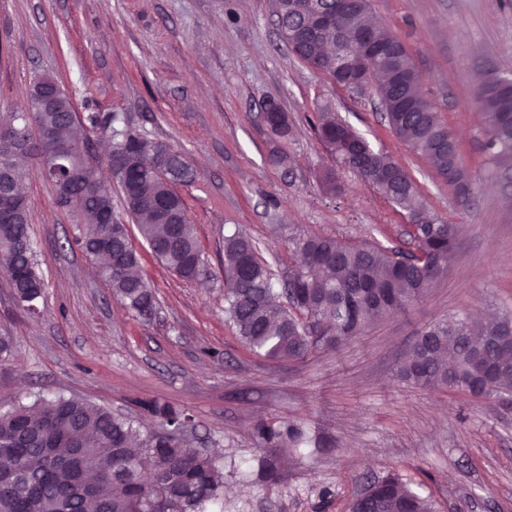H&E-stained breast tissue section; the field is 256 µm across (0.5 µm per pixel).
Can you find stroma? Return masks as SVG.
Here are the masks:
<instances>
[{
  "instance_id": "obj_1",
  "label": "stroma",
  "mask_w": 512,
  "mask_h": 512,
  "mask_svg": "<svg viewBox=\"0 0 512 512\" xmlns=\"http://www.w3.org/2000/svg\"><path fill=\"white\" fill-rule=\"evenodd\" d=\"M374 18L408 46L431 100L455 133L472 177L459 200L431 163L389 130L378 96L337 86L288 49L276 0H0V124L24 112L34 75L54 74L78 119L117 114L148 140L180 149L195 171L179 186L210 270L189 283L132 241L156 291L148 319L113 297L77 243L75 213L27 158L30 235L45 281L34 312L0 273V412L37 397L86 399L140 421L137 403L189 417L183 441L224 461V512H349L371 480L399 475L435 512H512V407L397 370L430 325L467 313L512 312V179L483 152L474 104L480 76L512 77V0H371ZM287 112L288 160L273 164L267 101ZM330 108L399 163L427 208L460 227L447 274L407 310L339 349L274 361L245 349L224 315L219 254L226 234L259 245L275 288L295 261L291 240L329 235L410 249L407 214L340 171L311 122ZM294 423L310 443L265 448L259 422Z\"/></svg>"
}]
</instances>
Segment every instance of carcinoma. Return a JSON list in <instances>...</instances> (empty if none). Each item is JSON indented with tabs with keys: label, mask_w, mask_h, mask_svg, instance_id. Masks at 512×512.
<instances>
[{
	"label": "carcinoma",
	"mask_w": 512,
	"mask_h": 512,
	"mask_svg": "<svg viewBox=\"0 0 512 512\" xmlns=\"http://www.w3.org/2000/svg\"><path fill=\"white\" fill-rule=\"evenodd\" d=\"M289 0H276L281 29L303 27V17L288 10ZM372 22L369 0L351 10L346 29L364 28ZM379 40L399 42L395 55L377 74L390 79L404 74L401 84L376 85L385 118L395 136L429 160L437 176L457 196L470 194V174L461 158L459 142L449 139L424 87L412 55L400 37L386 27L376 29ZM336 37V28L324 33L316 45L289 41L291 52L307 65L319 60V72L336 84L344 83L336 70V57L324 43ZM55 89L65 106L70 99L55 76L40 73L32 89ZM476 105L486 121L484 150L493 166L512 170V91L490 79L478 86ZM118 117L90 113L86 122L73 112H33L17 123L0 127V143L32 152L50 162L57 145L87 142V131L112 142V152L129 157L125 167L112 173L123 192L125 211L136 224L150 252L182 280L192 282L208 273L184 201L176 186L190 184L195 175L184 154L166 144L149 141L128 128L115 126ZM263 122L276 141L290 135L288 113L276 108L263 111ZM52 126L55 138L42 139V129ZM313 129L334 155L339 167L355 173L391 203L413 218L427 212L412 179L387 187L355 160L363 156L381 167L390 158L336 113L321 110ZM58 207L81 219L78 242L96 264L114 296L142 318L157 308L156 294L140 272L138 252L127 224L100 213H112V197L92 199L71 182L65 171L52 180ZM25 174L0 166V271L6 274L14 299L30 306L43 295L45 284L34 259L27 212L17 211L27 198ZM414 249L377 242L348 244L335 237L309 235L292 240L293 250L309 264L295 270L285 283L288 306H282L269 265L255 241L237 232L224 237L221 267L224 273V312L244 346L269 360L303 359L320 349H330L358 335L370 323L402 310L418 300L434 281L431 267L416 263L415 251H425L433 261L449 267L459 244L458 225L437 217L409 230ZM401 378L425 387H448L472 396L512 403V314L490 322H474L468 315L436 323L426 329L413 347V356L398 369ZM144 414L158 421L161 430L141 435L134 423L102 406L77 397L58 396L19 405L0 414V474L16 469L17 483L0 481V512H212L224 492V462L209 453L190 451L168 430L183 424L184 412L167 403L139 402ZM256 435L267 448L308 442L301 427L260 423ZM350 512H432L430 503L410 490L396 474L374 480L356 497Z\"/></svg>",
	"instance_id": "obj_1"
}]
</instances>
